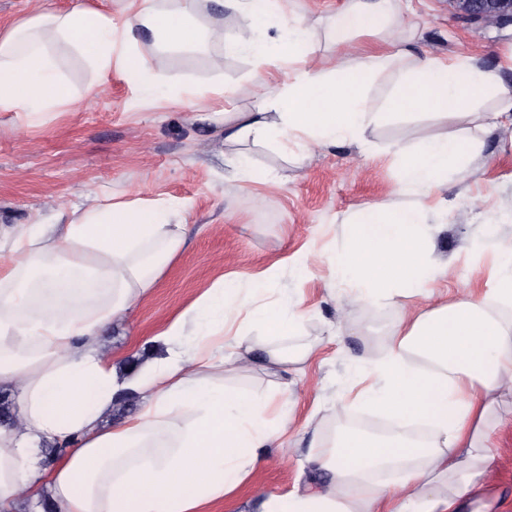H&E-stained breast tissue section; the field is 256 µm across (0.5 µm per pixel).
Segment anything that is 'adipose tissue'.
<instances>
[{
  "instance_id": "obj_1",
  "label": "adipose tissue",
  "mask_w": 512,
  "mask_h": 512,
  "mask_svg": "<svg viewBox=\"0 0 512 512\" xmlns=\"http://www.w3.org/2000/svg\"><path fill=\"white\" fill-rule=\"evenodd\" d=\"M208 0H145L133 26L168 52L206 54L213 72L224 57H251L263 92L252 111L236 113L224 140L273 144L297 160L315 148L351 140L374 152L370 128L397 114L474 116L481 129L512 123V89L498 70L468 56L418 55L407 42L385 50L378 39L401 22L402 0H345L331 19L337 42L376 37L353 62L317 53L315 31L301 20L276 26L275 0H225L243 22L226 27L210 17ZM278 28L268 42L270 28ZM111 9L58 10L42 0L31 19L0 35V112L25 117L76 106L56 53L71 48L101 77L112 75ZM291 64L287 81L270 71ZM140 98L165 93L158 74L136 50L122 61ZM387 82L383 104L370 89ZM492 108L478 112L477 97ZM482 143L443 128L421 141L399 171L403 191L437 192L450 169ZM184 202L142 205L92 196L60 210L51 224L0 229V392L12 400L14 423L0 425V512L51 502L55 512H214L233 502L263 461L262 448L280 432L270 417L289 404L290 384L259 396L226 385L225 369L245 374L303 364L322 338L281 347L293 335L301 299L265 302L268 278L248 290L223 281L202 291L153 341L161 356L129 367L103 334L146 301L184 250L190 225ZM434 233L416 205L377 203L354 221L351 244L333 261L347 303L374 299L400 312L384 355L366 360L355 403L396 426L375 435L346 430L310 455L323 480L316 488L264 492L258 512H492L485 478L505 421L497 397L512 394V241L497 242V267L483 294L418 313L411 297H431L448 274L433 262ZM246 317L237 325L238 317ZM262 334H252V327ZM230 346L228 358L215 348ZM123 392L138 396V413L113 423ZM65 444L53 466L39 449ZM399 480H381L384 470Z\"/></svg>"
}]
</instances>
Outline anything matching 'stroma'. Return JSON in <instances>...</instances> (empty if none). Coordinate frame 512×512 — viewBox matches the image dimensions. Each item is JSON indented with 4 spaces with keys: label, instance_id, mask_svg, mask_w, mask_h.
<instances>
[{
    "label": "stroma",
    "instance_id": "35a3bbf8",
    "mask_svg": "<svg viewBox=\"0 0 512 512\" xmlns=\"http://www.w3.org/2000/svg\"><path fill=\"white\" fill-rule=\"evenodd\" d=\"M344 0H281L280 12L319 28L320 50L335 58L331 16ZM405 25L414 32L418 54L474 57L486 68L512 57V27L470 25L458 19L451 0H406ZM139 49L168 83L205 99L218 112H247L258 88L252 60L224 58L215 75L204 56L156 52L147 37ZM58 61L82 107L27 120L0 112V225L50 218L58 209L82 204L87 196L110 193L116 202L176 198L186 204L192 227L188 243L159 280L152 297L126 323L113 325L108 345L145 356L153 334L182 312L203 290L225 279L248 285L274 272L266 301L281 293L302 295L304 321L300 342L323 330L330 343L304 364L285 431L265 464L235 502L234 512H253L259 492H286L311 485L307 456L314 436L328 439L359 423L363 414L346 410L348 388L362 354H378L397 320L385 302H370L343 315L347 289L331 287L330 257L348 241L346 218L375 202L396 201L399 156L393 143L414 147L436 135L440 123L423 113L405 115L374 128L369 138L378 151L368 157L340 144L315 150L298 163L269 146L243 143L260 169L287 174L286 183H242L229 177L224 163V129L199 119L178 96L139 99L120 71L107 84L81 56L60 49ZM236 88L232 99L214 92L216 81ZM457 128L481 139V152L448 174L441 193L448 199V222L435 236L434 259L448 261L451 274L437 289L460 300L485 289L495 263L493 253L468 254V246L495 232L512 240V218L500 201L512 198V134L481 132L470 117L455 118ZM315 252L311 274L299 279L294 268L306 252ZM499 455L488 480L500 512H512V425L498 436Z\"/></svg>",
    "mask_w": 512,
    "mask_h": 512
}]
</instances>
